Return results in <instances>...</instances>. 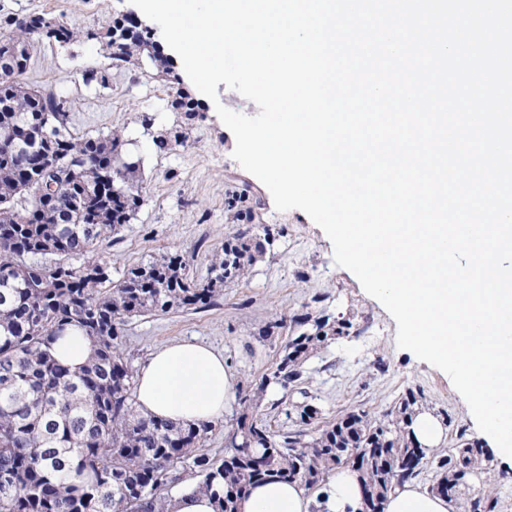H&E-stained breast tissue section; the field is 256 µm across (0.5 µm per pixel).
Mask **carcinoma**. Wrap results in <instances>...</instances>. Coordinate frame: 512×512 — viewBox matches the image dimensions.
<instances>
[{"mask_svg":"<svg viewBox=\"0 0 512 512\" xmlns=\"http://www.w3.org/2000/svg\"><path fill=\"white\" fill-rule=\"evenodd\" d=\"M3 24L13 29L14 52L0 53V512H166L159 491L177 463L196 472L198 489L214 491L216 512H237L256 483L319 489L341 467L360 472L381 503L395 484L416 477L427 449L410 430L423 400L413 390L386 421L350 413L309 440L301 431L276 435L245 409L220 462L198 452L209 425L136 412L134 369L122 348L127 320L213 304L261 242L245 233L225 240L224 258L205 279L189 277L177 258L133 267L113 286L100 262L72 266L70 257L119 233L140 204V186L131 165H116L124 141L110 132H74L66 97L16 80L30 60L27 46L69 44L75 32L47 13ZM104 39L116 67L147 51L163 73L171 71L150 37L125 20ZM48 255L57 256L54 263L38 261ZM73 325L92 343L90 361L76 372L48 352ZM348 328L314 320L285 345L272 380L284 388L302 384L306 359ZM483 456L468 442L433 454L440 471L434 490L454 492L460 512L497 508L489 495L461 497L460 469L478 471Z\"/></svg>","mask_w":512,"mask_h":512,"instance_id":"carcinoma-1","label":"carcinoma"}]
</instances>
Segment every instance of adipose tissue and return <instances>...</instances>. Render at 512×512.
I'll list each match as a JSON object with an SVG mask.
<instances>
[{
    "mask_svg": "<svg viewBox=\"0 0 512 512\" xmlns=\"http://www.w3.org/2000/svg\"><path fill=\"white\" fill-rule=\"evenodd\" d=\"M50 352L75 371L87 363L92 345L75 327L53 341ZM234 394L235 379L223 354L194 340L178 339L157 349L137 373L139 410L167 421L213 423L223 418ZM363 492L359 474L339 468L328 487L315 496L298 483L255 486L241 501L239 512H358ZM384 512H456V508L446 496L406 481L388 494Z\"/></svg>",
    "mask_w": 512,
    "mask_h": 512,
    "instance_id": "obj_1",
    "label": "adipose tissue"
}]
</instances>
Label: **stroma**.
<instances>
[{"label": "stroma", "instance_id": "obj_1", "mask_svg": "<svg viewBox=\"0 0 512 512\" xmlns=\"http://www.w3.org/2000/svg\"><path fill=\"white\" fill-rule=\"evenodd\" d=\"M133 9L130 0H0V17L45 12L74 28L77 38L71 44H32L21 80L67 97L78 134L110 132L127 141L141 180L142 204L117 238L72 258L73 266L107 263L112 280L119 282L133 267L177 254L188 275L201 279L222 260L228 237L246 233L265 241L243 273L225 283L216 305L129 319L123 349L133 366L182 338L223 352L236 389L201 446L215 460L223 459L229 446L249 385L262 380L268 386L255 418L274 433L297 432L302 428L293 420V407L308 399L319 410L313 424L302 429L310 437L353 412L383 417L407 391L422 392L423 408L445 426L444 450L465 440L486 453L489 470L471 478L465 496L491 487L496 512H512V465L499 458L478 429L450 378L398 347L396 321L351 271L336 264L330 239L305 212L276 210L267 187L233 159L235 137L209 98L199 96L191 120L172 108L176 86L191 84L178 55L169 53L168 74L143 54L124 67H112L110 50L98 35ZM91 62L108 69L106 85L84 84L83 70ZM172 129L180 131V139L158 150L156 137ZM302 314L345 321L349 329L308 358L304 388L297 391L269 376L288 340L300 333L295 319ZM270 324L275 327L271 333L266 330Z\"/></svg>", "mask_w": 512, "mask_h": 512}]
</instances>
